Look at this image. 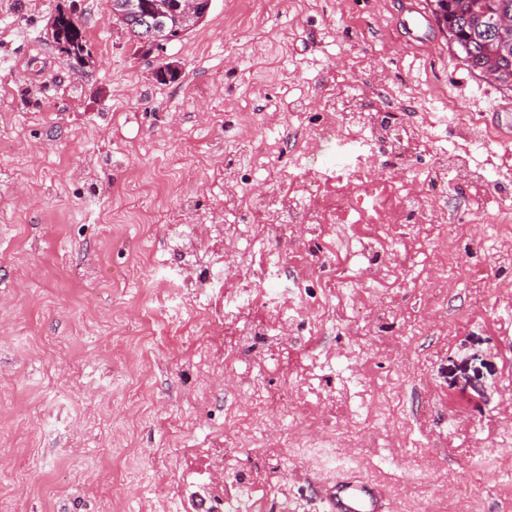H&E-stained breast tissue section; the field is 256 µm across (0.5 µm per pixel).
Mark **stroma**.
Masks as SVG:
<instances>
[{
    "label": "stroma",
    "mask_w": 512,
    "mask_h": 512,
    "mask_svg": "<svg viewBox=\"0 0 512 512\" xmlns=\"http://www.w3.org/2000/svg\"><path fill=\"white\" fill-rule=\"evenodd\" d=\"M407 2L213 0L147 54L103 0H0V512H326L345 472L384 512H512V88L407 42ZM420 184L435 222L379 212ZM53 27V43L70 60L83 61L89 55L84 31L71 16L59 13ZM466 122L465 130L467 138L472 142L475 149L483 148L489 141L496 139V135L481 126V122L473 114H468V119L463 120Z\"/></svg>",
    "instance_id": "obj_1"
}]
</instances>
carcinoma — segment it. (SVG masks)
Listing matches in <instances>:
<instances>
[{"label": "carcinoma", "mask_w": 512, "mask_h": 512, "mask_svg": "<svg viewBox=\"0 0 512 512\" xmlns=\"http://www.w3.org/2000/svg\"><path fill=\"white\" fill-rule=\"evenodd\" d=\"M436 4V21L448 30L468 72L480 76L493 66L500 73L501 85L512 86V41L491 31L501 15H512V0H436ZM53 43L76 61L88 54L83 29L62 13L54 23Z\"/></svg>", "instance_id": "obj_1"}]
</instances>
